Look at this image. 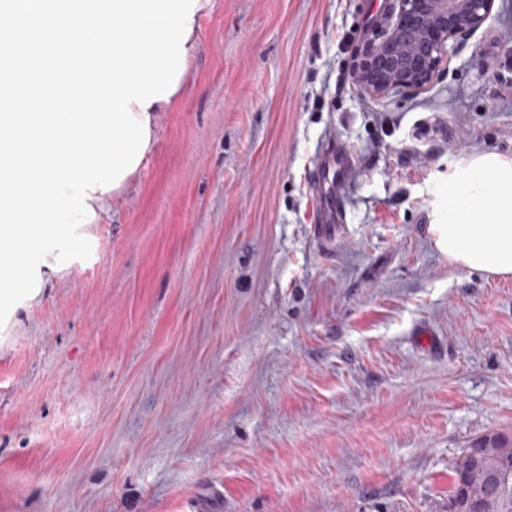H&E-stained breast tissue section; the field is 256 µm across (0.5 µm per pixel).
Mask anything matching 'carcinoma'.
<instances>
[{"mask_svg": "<svg viewBox=\"0 0 512 512\" xmlns=\"http://www.w3.org/2000/svg\"><path fill=\"white\" fill-rule=\"evenodd\" d=\"M448 512H512V437L488 434L455 459Z\"/></svg>", "mask_w": 512, "mask_h": 512, "instance_id": "carcinoma-1", "label": "carcinoma"}]
</instances>
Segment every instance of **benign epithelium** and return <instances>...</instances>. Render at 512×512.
Returning a JSON list of instances; mask_svg holds the SVG:
<instances>
[{
    "instance_id": "1",
    "label": "benign epithelium",
    "mask_w": 512,
    "mask_h": 512,
    "mask_svg": "<svg viewBox=\"0 0 512 512\" xmlns=\"http://www.w3.org/2000/svg\"><path fill=\"white\" fill-rule=\"evenodd\" d=\"M384 32L355 73L360 89L383 96L392 89L426 88L450 61L448 43L473 34L494 0H390Z\"/></svg>"
}]
</instances>
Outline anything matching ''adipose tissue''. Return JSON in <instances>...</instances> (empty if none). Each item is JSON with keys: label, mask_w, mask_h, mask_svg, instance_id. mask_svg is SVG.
<instances>
[{"label": "adipose tissue", "mask_w": 512, "mask_h": 512, "mask_svg": "<svg viewBox=\"0 0 512 512\" xmlns=\"http://www.w3.org/2000/svg\"><path fill=\"white\" fill-rule=\"evenodd\" d=\"M436 248L459 268L512 275V158L472 155L448 182V219L431 227Z\"/></svg>", "instance_id": "obj_1"}]
</instances>
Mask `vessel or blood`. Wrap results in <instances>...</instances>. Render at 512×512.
Segmentation results:
<instances>
[{
    "label": "vessel or blood",
    "instance_id": "b4317fda",
    "mask_svg": "<svg viewBox=\"0 0 512 512\" xmlns=\"http://www.w3.org/2000/svg\"><path fill=\"white\" fill-rule=\"evenodd\" d=\"M353 164V157L347 150L335 143H327L322 157L314 170L313 184L318 189L316 206L313 210V231L323 245H330L336 239V228L343 218V199L338 181L332 174L344 171Z\"/></svg>",
    "mask_w": 512,
    "mask_h": 512
}]
</instances>
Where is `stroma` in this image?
Returning a JSON list of instances; mask_svg holds the SVG:
<instances>
[{
  "instance_id": "stroma-1",
  "label": "stroma",
  "mask_w": 512,
  "mask_h": 512,
  "mask_svg": "<svg viewBox=\"0 0 512 512\" xmlns=\"http://www.w3.org/2000/svg\"><path fill=\"white\" fill-rule=\"evenodd\" d=\"M385 2L209 0L90 257L0 334V512H448L454 459L512 436V277L430 230L469 157L512 156V0L376 97L354 71ZM352 165L351 153L330 141L314 170L312 182L318 188V194L313 210V231L316 239L325 246L335 241L336 228L343 222L344 212L339 181L334 179V175L330 178V174L335 170L346 171Z\"/></svg>"
}]
</instances>
